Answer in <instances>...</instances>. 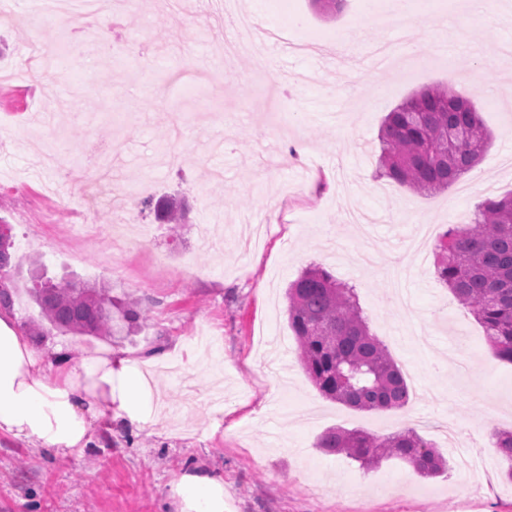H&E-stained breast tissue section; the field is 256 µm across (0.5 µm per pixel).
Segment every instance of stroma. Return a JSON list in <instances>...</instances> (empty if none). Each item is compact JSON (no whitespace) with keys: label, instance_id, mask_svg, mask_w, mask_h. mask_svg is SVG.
Masks as SVG:
<instances>
[{"label":"stroma","instance_id":"1","mask_svg":"<svg viewBox=\"0 0 512 512\" xmlns=\"http://www.w3.org/2000/svg\"><path fill=\"white\" fill-rule=\"evenodd\" d=\"M40 0L0 8V225L19 264L10 271L18 326L41 321L31 271L77 278L137 303L130 335L33 337L46 353L103 349L147 360L162 420L98 432L82 451L54 455L0 434V512H179L185 474L224 479V512H512V464L496 457L480 497L452 474L419 476L397 459L364 470L317 448L331 427L387 436L409 427L440 451L434 427L455 418L465 442L492 447L512 430V364L492 356L483 329L438 279L435 242L470 223L483 196L512 191V0L493 14L466 0H346L334 14L311 0H238L268 34L263 76L221 0H127L110 50L84 33L80 55L54 60L37 87L16 73ZM352 62L325 59L348 29ZM429 62L376 64L375 44L400 36ZM443 85L473 101L492 135L475 174L417 193L378 176L380 126L397 105ZM63 135L57 166L35 158ZM122 147L111 184L71 182L86 146ZM307 146L293 152L295 141ZM323 192H314L318 182ZM185 198L186 224L157 223L144 199ZM353 286L372 334L402 368L408 404L359 411L324 397L298 360L286 289L311 265Z\"/></svg>","mask_w":512,"mask_h":512}]
</instances>
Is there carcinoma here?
<instances>
[{
    "label": "carcinoma",
    "mask_w": 512,
    "mask_h": 512,
    "mask_svg": "<svg viewBox=\"0 0 512 512\" xmlns=\"http://www.w3.org/2000/svg\"><path fill=\"white\" fill-rule=\"evenodd\" d=\"M491 137L473 103L441 86L429 87L390 112L379 135L377 172L420 193L443 190L470 171ZM156 220L185 221L172 201L145 202ZM436 273L484 328L495 357L512 363V193L477 206L473 222L452 224L437 240ZM15 263L0 251V302L12 306L8 273ZM288 324L309 379L327 398L361 411L405 406L409 388L385 345L369 329L355 289L322 266L305 269L289 286ZM33 299L50 328L82 336H117L140 318L127 305L112 312V296L79 280L36 288ZM495 448L512 462V432L495 434ZM318 447L363 468L398 459L424 476L448 470L434 444L405 429L380 437L334 428Z\"/></svg>",
    "instance_id": "cac0c4a2"
}]
</instances>
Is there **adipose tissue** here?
<instances>
[{"label":"adipose tissue","mask_w":512,"mask_h":512,"mask_svg":"<svg viewBox=\"0 0 512 512\" xmlns=\"http://www.w3.org/2000/svg\"><path fill=\"white\" fill-rule=\"evenodd\" d=\"M138 357L37 351L10 313L0 311V434L67 454L86 447L100 424L150 418L152 386ZM180 512H224V481L186 474L172 487Z\"/></svg>","instance_id":"obj_1"}]
</instances>
